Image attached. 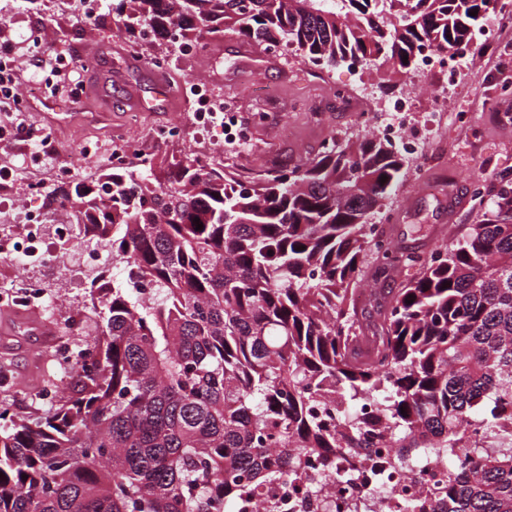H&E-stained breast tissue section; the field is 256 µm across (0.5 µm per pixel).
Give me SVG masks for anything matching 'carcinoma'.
<instances>
[{
    "instance_id": "carcinoma-1",
    "label": "carcinoma",
    "mask_w": 512,
    "mask_h": 512,
    "mask_svg": "<svg viewBox=\"0 0 512 512\" xmlns=\"http://www.w3.org/2000/svg\"><path fill=\"white\" fill-rule=\"evenodd\" d=\"M126 2L112 14L128 34L231 30L324 69L379 55L403 69L423 45L468 43L488 15V0ZM401 169L389 142L331 137L256 188L195 152L164 181L144 160L54 186L50 216L112 249L122 276L98 288L70 394L0 426V512H280L275 488L310 500L345 479L337 464L383 455L431 472L405 512H512L497 418L512 400V172L356 340L367 219ZM336 398L343 414L320 411Z\"/></svg>"
}]
</instances>
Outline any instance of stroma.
Instances as JSON below:
<instances>
[{"label":"stroma","instance_id":"obj_1","mask_svg":"<svg viewBox=\"0 0 512 512\" xmlns=\"http://www.w3.org/2000/svg\"><path fill=\"white\" fill-rule=\"evenodd\" d=\"M42 25L59 50L87 66L79 102L61 87L26 102V122L48 132L55 146L54 154L44 157L48 187L61 180L97 179L120 141L131 148L132 169L149 159L162 177L192 149L209 166L256 186L271 157L288 167L313 158L332 136L342 145L376 138L377 124L387 119L384 104L412 91L422 100L413 115L423 133L421 151L417 158H404L399 181L370 221L381 226L393 247L423 257L453 245L466 227L481 221L499 173L512 170V122L500 118L501 111L512 113V98L500 95L505 74H512V28L498 31L493 42L481 39L476 47L454 49L458 85L444 93L415 64L398 70L377 59L356 69L342 64L321 71L299 52L270 49L231 31L189 53L154 35L133 39L119 32L112 0H99L96 17L86 22L58 0H48L40 11L9 0L0 11V50L20 56L16 81L25 89L34 85L42 56L41 45L28 35ZM193 77L206 79L216 97L234 96L244 121L261 115L250 143L226 144L219 123L198 134L184 95L172 96L162 107H139V95L152 85L179 86ZM340 86L358 94L361 109L373 110L370 125L358 126L347 112L317 122L302 107L304 97L329 99ZM173 125L180 128L177 138L155 139L158 129ZM77 144L89 145L90 154L72 155ZM476 178L485 188L480 200L471 193ZM79 262L75 255L49 269L36 258L22 267L0 261V407L13 417L48 411L52 398L72 383L56 350L83 346L89 330L90 290L75 270ZM24 277L42 281L44 288L22 306L13 289Z\"/></svg>","mask_w":512,"mask_h":512}]
</instances>
